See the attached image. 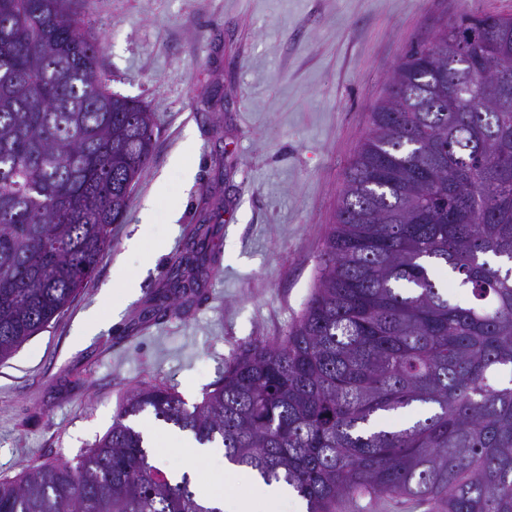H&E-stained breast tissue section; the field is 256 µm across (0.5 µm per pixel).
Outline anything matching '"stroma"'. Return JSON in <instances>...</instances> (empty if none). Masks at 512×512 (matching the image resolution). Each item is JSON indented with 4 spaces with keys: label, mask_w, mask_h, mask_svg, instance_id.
Masks as SVG:
<instances>
[{
    "label": "stroma",
    "mask_w": 512,
    "mask_h": 512,
    "mask_svg": "<svg viewBox=\"0 0 512 512\" xmlns=\"http://www.w3.org/2000/svg\"><path fill=\"white\" fill-rule=\"evenodd\" d=\"M469 12L512 15V0H86L100 71L152 112L154 149L86 286L0 363V480L76 461L142 385L191 406L239 347L278 342L309 300L344 171L390 75ZM201 224L211 239L199 286L185 308L161 312L167 270ZM137 234L146 248L129 252ZM123 273L136 293L116 314ZM94 311L100 322L76 335ZM146 422L149 455L173 477L195 470L252 492L250 469L226 474L223 453L198 458L172 440L173 425L147 412L132 420Z\"/></svg>",
    "instance_id": "1"
}]
</instances>
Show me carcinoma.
Returning a JSON list of instances; mask_svg holds the SVG:
<instances>
[{"label": "carcinoma", "instance_id": "cac0c4a2", "mask_svg": "<svg viewBox=\"0 0 512 512\" xmlns=\"http://www.w3.org/2000/svg\"><path fill=\"white\" fill-rule=\"evenodd\" d=\"M83 5L0 0V361L91 277L152 156V115L107 86ZM209 232L172 262L166 308L198 287ZM493 257L512 262V16L473 13L395 68L280 341L241 349L190 408L135 389L76 463L1 480L0 512H221L150 461L144 412L306 512L384 495L512 512V266Z\"/></svg>", "mask_w": 512, "mask_h": 512}]
</instances>
